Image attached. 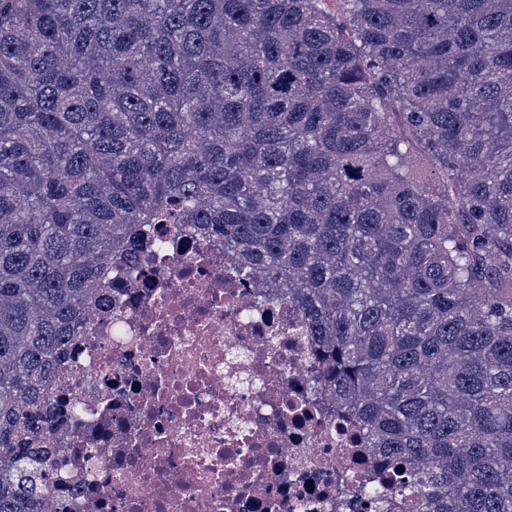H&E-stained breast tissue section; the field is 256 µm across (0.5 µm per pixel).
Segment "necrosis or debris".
I'll return each instance as SVG.
<instances>
[{
	"instance_id": "obj_1",
	"label": "necrosis or debris",
	"mask_w": 512,
	"mask_h": 512,
	"mask_svg": "<svg viewBox=\"0 0 512 512\" xmlns=\"http://www.w3.org/2000/svg\"><path fill=\"white\" fill-rule=\"evenodd\" d=\"M54 382L82 413L50 445L53 512H373L378 483L334 405L302 317L221 238L157 224Z\"/></svg>"
}]
</instances>
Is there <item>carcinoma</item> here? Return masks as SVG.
I'll return each instance as SVG.
<instances>
[{"label":"carcinoma","mask_w":512,"mask_h":512,"mask_svg":"<svg viewBox=\"0 0 512 512\" xmlns=\"http://www.w3.org/2000/svg\"><path fill=\"white\" fill-rule=\"evenodd\" d=\"M325 2L0 0V512L150 224L279 284L374 508L512 512V0Z\"/></svg>","instance_id":"carcinoma-1"}]
</instances>
